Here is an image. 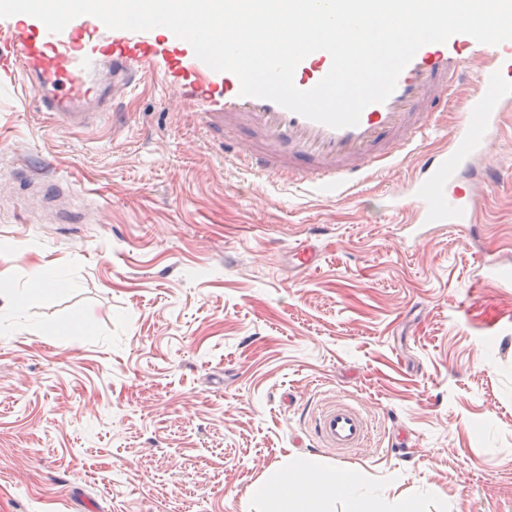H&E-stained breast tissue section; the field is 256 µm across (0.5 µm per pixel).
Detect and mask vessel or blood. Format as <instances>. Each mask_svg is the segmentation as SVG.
Wrapping results in <instances>:
<instances>
[{
    "label": "vessel or blood",
    "mask_w": 512,
    "mask_h": 512,
    "mask_svg": "<svg viewBox=\"0 0 512 512\" xmlns=\"http://www.w3.org/2000/svg\"><path fill=\"white\" fill-rule=\"evenodd\" d=\"M10 43L0 49V71L20 75L35 91L41 107L64 128H86L104 117L113 127L126 123L112 102L132 94L160 66L150 31L110 30L90 24L84 43L75 24L62 32L44 24L9 23ZM482 66L466 100V118L447 148L422 155L418 173L396 198L411 219L406 226L424 229L475 225L477 186L500 181L502 172L483 164L492 140L512 110V51L471 50L450 53L447 45L422 46L401 72L394 92L364 108L357 126L335 129L307 119L275 102L244 97L233 73H225L226 92L217 108L199 113L211 142L246 156L254 174L307 181L320 194L356 189L368 173L394 165L411 154L436 124V110L465 80L473 59ZM331 57L317 51L296 68L299 89L313 88L330 70ZM481 282L512 286V263L497 258L483 265ZM315 431L329 448L363 447L368 426L362 413L341 401L325 406Z\"/></svg>",
    "instance_id": "obj_1"
}]
</instances>
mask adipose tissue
Segmentation results:
<instances>
[{
  "instance_id": "1",
  "label": "adipose tissue",
  "mask_w": 512,
  "mask_h": 512,
  "mask_svg": "<svg viewBox=\"0 0 512 512\" xmlns=\"http://www.w3.org/2000/svg\"><path fill=\"white\" fill-rule=\"evenodd\" d=\"M247 494L266 504V512H326L328 501H348L350 512H363L364 488L360 476L350 470L323 469L314 456L289 462L287 469L254 482Z\"/></svg>"
}]
</instances>
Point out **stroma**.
I'll return each mask as SVG.
<instances>
[{"label":"stroma","mask_w":512,"mask_h":512,"mask_svg":"<svg viewBox=\"0 0 512 512\" xmlns=\"http://www.w3.org/2000/svg\"><path fill=\"white\" fill-rule=\"evenodd\" d=\"M190 52L117 132L0 88V289L73 283L0 320V512H259L249 485L301 454L357 471L372 512H512V288L472 285L512 254V181L478 188L477 233L406 240L415 160L337 198L254 178L206 144ZM334 398L366 447L318 440ZM33 285L37 290L50 289L56 291H63L71 287V283L65 278L60 277L54 270L41 267L34 271Z\"/></svg>","instance_id":"1"}]
</instances>
